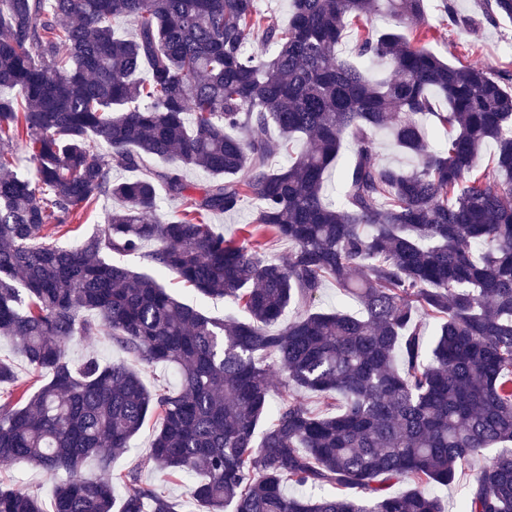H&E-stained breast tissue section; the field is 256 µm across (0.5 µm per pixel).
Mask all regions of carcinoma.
Segmentation results:
<instances>
[{"label":"carcinoma","mask_w":512,"mask_h":512,"mask_svg":"<svg viewBox=\"0 0 512 512\" xmlns=\"http://www.w3.org/2000/svg\"><path fill=\"white\" fill-rule=\"evenodd\" d=\"M382 13L394 27L364 26L352 57L336 54L347 25ZM423 14L424 0H292L283 26L255 0H0V88L16 90L0 96V338L42 378L0 403V462L64 472L52 512H176L141 483L145 466L190 475L203 512H444L426 486L477 457L460 512H512V90L414 44L401 25ZM370 59L394 76L373 79ZM426 117L448 130L437 149ZM270 125L278 136H248ZM378 130L417 165L381 162ZM346 136L354 159L330 200ZM22 142L33 176L13 165ZM152 157L211 180L151 170ZM114 166L142 176L115 182ZM161 188L185 201L180 215L160 214ZM102 198L119 206L76 247L43 234ZM246 202L256 218L241 236L207 222ZM280 240L284 264L264 258ZM165 273L244 317L204 315ZM327 282L358 312L315 309ZM88 336L128 360L74 364L67 345ZM158 364L177 388L145 384L141 367ZM152 417L146 459L112 473ZM404 480L413 488L389 492ZM0 512L45 509L0 482Z\"/></svg>","instance_id":"cac0c4a2"}]
</instances>
